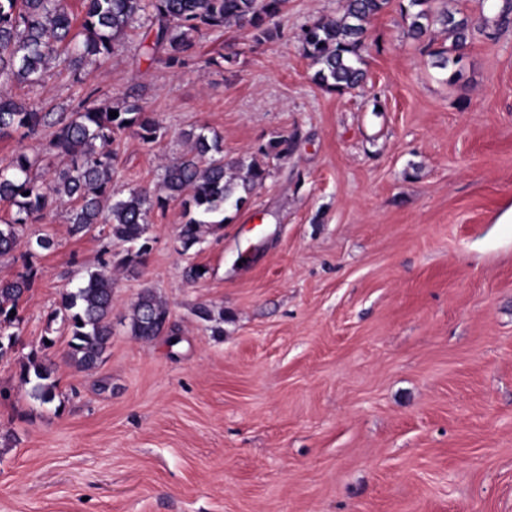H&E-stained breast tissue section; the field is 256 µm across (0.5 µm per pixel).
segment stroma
<instances>
[{
	"label": "stroma",
	"instance_id": "stroma-1",
	"mask_svg": "<svg viewBox=\"0 0 512 512\" xmlns=\"http://www.w3.org/2000/svg\"><path fill=\"white\" fill-rule=\"evenodd\" d=\"M400 4L368 22L354 90L316 83L299 39L339 0H288L273 41L213 31L174 67L135 25L79 75L56 58L42 88H15L69 112L91 91L142 100L159 138H117V195L157 189L191 131L266 178L189 249L181 202L152 209L144 265L112 269L90 371L57 312L106 229L71 234L63 197L0 255V280L32 282L0 356V512H512V26L442 69ZM147 288L173 330L149 342L130 334ZM33 356L52 403L24 379Z\"/></svg>",
	"mask_w": 512,
	"mask_h": 512
}]
</instances>
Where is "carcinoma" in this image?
I'll return each instance as SVG.
<instances>
[{
  "mask_svg": "<svg viewBox=\"0 0 512 512\" xmlns=\"http://www.w3.org/2000/svg\"><path fill=\"white\" fill-rule=\"evenodd\" d=\"M432 0H408L401 12L408 21L409 35L422 41L436 26L448 33L450 46L430 52L442 68L456 63L452 53L463 47L476 30L469 16L446 8L434 11ZM389 0H340L334 19L319 20L302 29L306 54L318 65L314 80L329 89L343 91L362 85L361 67L366 24ZM284 0H86L79 28H74L65 0H0V136L24 130L29 136L50 130L45 151L68 157L65 167L54 171L49 181H40L32 171L39 158L25 152L0 164V201L17 208L0 228V254L20 244L18 228L40 222L54 200L66 196L72 202L69 224L74 235L89 232L96 224H107L110 237L123 248L120 263L130 272L143 263L149 251L145 233L148 215L171 200H182L188 221L180 238L188 250L200 240L201 229L228 208H239L245 194L261 184L266 170L256 162H224V149L217 137L202 133L192 141L189 153L166 166L161 190H133L126 197L112 193V173L117 154L111 149L125 132L151 144L159 126L139 99H124L117 105L82 107L76 112H40L15 99L11 87L23 84L31 90L43 86L51 59L63 53L69 69L112 54L127 29L143 21L153 33L145 53H166V63L180 65L194 38L228 26L248 28L257 44L280 35L276 18ZM116 111L113 118L109 112ZM102 269L73 292L62 296L59 311L70 328L67 357L82 370H92L103 361L112 338V279ZM31 280L0 281V356L12 346L10 331L17 318L10 317L18 300L29 290ZM169 311L150 289L132 305V336L149 341L166 329ZM25 377L35 376L38 397L44 403L55 398V385L47 384L50 371L35 358L29 360Z\"/></svg>",
  "mask_w": 512,
  "mask_h": 512,
  "instance_id": "carcinoma-1",
  "label": "carcinoma"
}]
</instances>
